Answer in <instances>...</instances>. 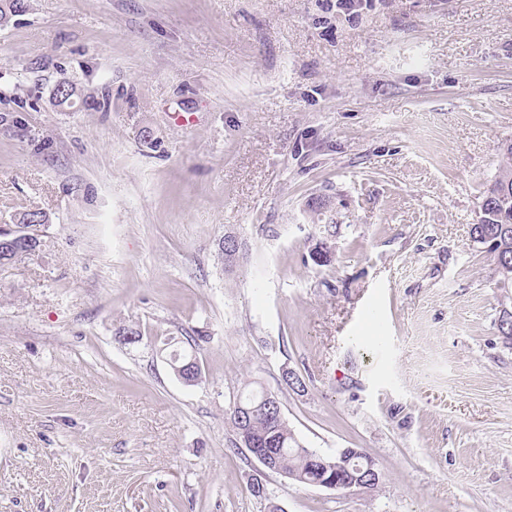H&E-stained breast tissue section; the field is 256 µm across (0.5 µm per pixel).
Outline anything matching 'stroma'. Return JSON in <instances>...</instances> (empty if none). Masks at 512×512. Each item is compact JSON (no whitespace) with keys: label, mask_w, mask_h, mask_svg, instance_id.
<instances>
[{"label":"stroma","mask_w":512,"mask_h":512,"mask_svg":"<svg viewBox=\"0 0 512 512\" xmlns=\"http://www.w3.org/2000/svg\"><path fill=\"white\" fill-rule=\"evenodd\" d=\"M510 139L512 0H30L0 28V227L49 221L0 263V512H512V350L470 234ZM249 381L377 488L259 472L229 420Z\"/></svg>","instance_id":"35a3bbf8"}]
</instances>
